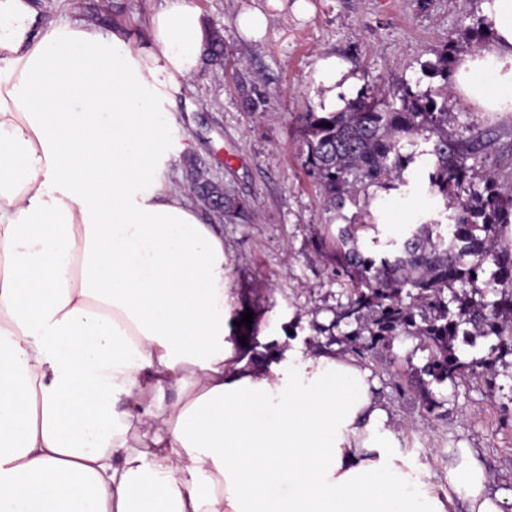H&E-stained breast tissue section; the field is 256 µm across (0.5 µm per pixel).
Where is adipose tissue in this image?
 I'll return each instance as SVG.
<instances>
[{
  "mask_svg": "<svg viewBox=\"0 0 512 512\" xmlns=\"http://www.w3.org/2000/svg\"><path fill=\"white\" fill-rule=\"evenodd\" d=\"M481 17L452 87L505 118L512 0ZM37 22L0 0V512H503L475 458L443 497L414 477L355 360H251L230 336L224 238L170 178L197 9L166 0L145 52ZM314 79L329 111L356 84L333 56Z\"/></svg>",
  "mask_w": 512,
  "mask_h": 512,
  "instance_id": "adipose-tissue-1",
  "label": "adipose tissue"
}]
</instances>
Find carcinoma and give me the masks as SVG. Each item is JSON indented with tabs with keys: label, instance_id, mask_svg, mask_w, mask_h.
<instances>
[{
	"label": "carcinoma",
	"instance_id": "carcinoma-1",
	"mask_svg": "<svg viewBox=\"0 0 512 512\" xmlns=\"http://www.w3.org/2000/svg\"><path fill=\"white\" fill-rule=\"evenodd\" d=\"M453 63L445 50L424 64L426 73L442 79L434 90L420 93L406 85L391 97L365 90L341 111L311 108L302 116L304 166L330 213L317 244L350 287L335 325H356L345 336L349 352L360 358L398 336L419 337L429 351L424 373L439 383L466 371L490 374L512 355V242L502 236L512 224V169L482 174L471 163L495 150L496 140L479 123L465 136L448 132ZM417 139L429 148L414 150ZM423 155L432 160L429 193L443 209L386 240L383 249H369L365 235L373 233L371 242L378 244L381 234L369 188L408 186L404 174ZM198 194L226 216L244 210L242 201L209 182ZM349 203L358 211L348 218L342 211ZM490 336L496 342L487 357L461 360L456 341L472 345Z\"/></svg>",
	"mask_w": 512,
	"mask_h": 512
}]
</instances>
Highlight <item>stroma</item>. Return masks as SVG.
Here are the masks:
<instances>
[{
	"label": "stroma",
	"instance_id": "35a3bbf8",
	"mask_svg": "<svg viewBox=\"0 0 512 512\" xmlns=\"http://www.w3.org/2000/svg\"><path fill=\"white\" fill-rule=\"evenodd\" d=\"M224 46L222 59L202 54L171 109L172 133L183 150L171 160L175 186L191 192L206 180L243 200L242 217L219 215L202 201L194 206L203 223L224 236L228 286L239 309H251L259 355L295 351L315 356L332 343L346 353L345 331L334 328L347 288L316 250L315 234L328 216L316 183L303 166L300 117L324 100L315 85L317 61L335 55L348 63L356 90L393 92L404 85L426 91L436 80L423 64L445 46L472 50L466 29L479 19L482 0H188ZM42 26L81 18L103 32H124L131 47L148 42L150 16L165 0H32ZM258 10L268 20L264 38L248 41L234 20ZM258 108H249L251 99ZM425 161L411 165L410 186L382 197L377 220L385 235L433 201L425 184ZM429 356L420 339L399 336L362 360L389 412L400 452L429 474L431 488L448 491V469L464 455L486 469V488L512 512V356L496 366L495 384L465 374L435 382L425 376ZM428 388L438 407L428 413L420 394Z\"/></svg>",
	"mask_w": 512,
	"mask_h": 512
}]
</instances>
